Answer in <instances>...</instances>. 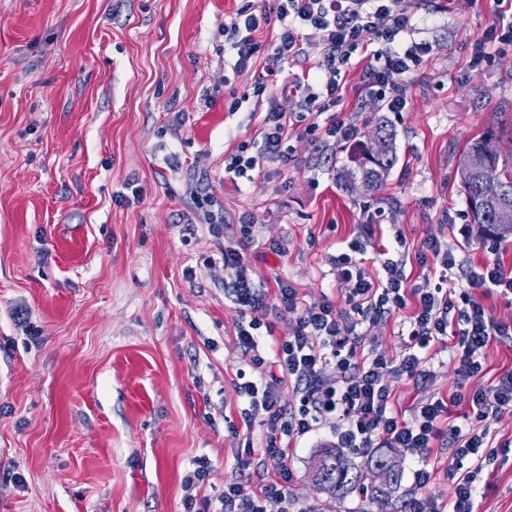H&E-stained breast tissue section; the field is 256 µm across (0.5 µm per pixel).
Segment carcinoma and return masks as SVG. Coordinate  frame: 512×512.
I'll list each match as a JSON object with an SVG mask.
<instances>
[{
  "label": "carcinoma",
  "instance_id": "cac0c4a2",
  "mask_svg": "<svg viewBox=\"0 0 512 512\" xmlns=\"http://www.w3.org/2000/svg\"><path fill=\"white\" fill-rule=\"evenodd\" d=\"M376 135L387 142L388 150L384 157L377 160L365 158V143H358L348 154L347 163L343 166L341 177L345 186L360 180L375 191L386 180L397 162L394 148V134L388 129L384 117L376 120ZM497 143V130L487 128L482 135L470 141L464 148L458 165L460 181L467 197H478L482 193L483 174L471 163L473 152L484 149L492 153L494 164L505 177L504 192L501 198L487 202L481 208L469 209L471 223L480 225L484 232L496 239L504 240L512 236V222L502 220V212H512V159L492 151ZM319 463L317 478L323 483L324 489L332 496L344 494L354 488L361 487L369 479L373 470L388 465L389 460L380 456H370L364 469L352 467L347 459L333 446L321 449L315 455Z\"/></svg>",
  "mask_w": 512,
  "mask_h": 512
}]
</instances>
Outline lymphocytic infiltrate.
I'll use <instances>...</instances> for the list:
<instances>
[{
  "mask_svg": "<svg viewBox=\"0 0 512 512\" xmlns=\"http://www.w3.org/2000/svg\"><path fill=\"white\" fill-rule=\"evenodd\" d=\"M272 15L248 6L240 9L224 27L237 54L235 69L248 67L259 50L254 35L267 26ZM283 27L277 43L253 86L254 95L268 89L287 91L283 61L301 53L300 26H309L323 34V54L317 66L320 92L307 93L308 110L330 111L340 101L338 77L364 33L386 43L384 52L375 54L365 74L367 91L388 111H403L407 103L404 76L417 67L430 52L424 43L397 50V38L412 29L411 6L407 0H279L277 13ZM259 156L231 155L226 173L235 178L253 180L261 160L284 162L288 159L286 142L292 135L288 115L271 105L263 118ZM250 238L230 242L222 251L224 263L235 269V279L226 284L239 316L237 344L253 364H261L257 350L260 330L269 306L292 317L293 331L287 339L275 343L274 372L254 378L238 371L236 391L245 403V418L262 417L266 426V445L261 453L241 448L237 451L243 469H260L267 461L277 463L274 474L226 485L218 501H198L194 491L210 474L207 460L201 459L192 476L186 478L185 512H195L203 504L208 512H267L277 504L279 512H295L288 494L293 473L288 466L289 448L295 438L313 431L321 423L336 426V445L366 453L374 448H402L413 459L415 487L429 481V459L435 449L453 450L448 478L452 494L442 503L432 496L411 498L408 512H473L478 475L498 458L488 441L484 422L512 413V370L502 372L488 387L462 397L460 389L483 372V352L490 342L512 336V325L498 321L475 297V290L488 293L499 289L512 292V269L497 261L476 267L457 260L452 248L432 238L426 249L433 257L432 270L438 284L431 288L408 287L402 264L388 262L385 275L378 279L365 276L362 261L355 252L337 256L336 264L349 282L348 312L336 311L331 303H303L297 288L278 282L276 296L257 286L250 273L247 250ZM464 279L467 293L453 298L446 281ZM412 308L407 338L401 353L392 359L372 357L363 350L359 322H377L393 312ZM447 346L455 363L459 390L449 397L421 401L412 419H404L395 407L392 383L409 380L428 382L427 350L431 345ZM336 378H329V370ZM292 384L299 396L296 408L282 401V387ZM468 401L471 420L449 423L450 408Z\"/></svg>",
  "mask_w": 512,
  "mask_h": 512,
  "instance_id": "f902f5d3",
  "label": "lymphocytic infiltrate"
}]
</instances>
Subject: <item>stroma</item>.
I'll list each match as a JSON object with an SVG mask.
<instances>
[{
	"label": "stroma",
	"mask_w": 512,
	"mask_h": 512,
	"mask_svg": "<svg viewBox=\"0 0 512 512\" xmlns=\"http://www.w3.org/2000/svg\"><path fill=\"white\" fill-rule=\"evenodd\" d=\"M247 0H0V512H184L182 483L196 459L211 463L199 499L242 480L238 448H264L260 418L244 421L237 370L259 377L235 340L238 314L224 295L235 278L221 256L254 220L252 278L277 281L304 302L348 312L336 266L350 244L365 271L405 261L425 286L424 244L448 242L459 260L512 268V238L499 243L469 224L457 169L466 143L495 126L512 156V49L471 67L475 40L495 23L497 0H435L415 10L411 40L429 44L407 79L403 111L383 113L362 76L372 34L342 72L334 114L309 113L302 94L280 99L296 135L288 164L263 162L255 182L224 169L239 146L256 154L272 101L250 90L282 24L234 70L224 25ZM357 140L386 116L397 164L379 190H345L348 143L321 141L330 116ZM222 207L215 235L195 192ZM409 310L358 327L367 349L399 354ZM427 384L393 383L411 416L423 399L456 389L452 355L430 362ZM499 449L483 475L476 512H512V414L490 423ZM325 423L293 443L289 495L301 512H405L413 463L374 499L319 489L311 460L334 444Z\"/></svg>",
	"instance_id": "stroma-1"
}]
</instances>
